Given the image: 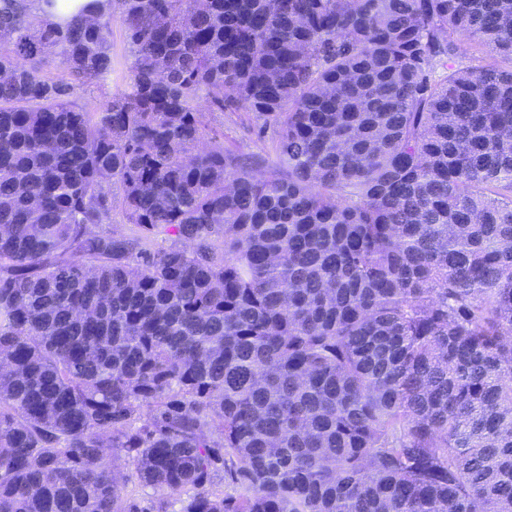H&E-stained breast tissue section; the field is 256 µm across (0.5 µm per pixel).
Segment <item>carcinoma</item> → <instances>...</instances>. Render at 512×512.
Returning a JSON list of instances; mask_svg holds the SVG:
<instances>
[{
  "mask_svg": "<svg viewBox=\"0 0 512 512\" xmlns=\"http://www.w3.org/2000/svg\"><path fill=\"white\" fill-rule=\"evenodd\" d=\"M0 73V512H512V0H0ZM35 1L36 11L54 24H65L81 9L86 13L92 11L106 14L112 3V0H57V5L50 8L42 0ZM112 53L117 62V72L112 76V80L103 86H90L78 90L77 101L86 112H96L125 86V76L130 60H127L121 23L116 17L112 19ZM248 112L224 113V127L219 122L214 123L219 129H224V144L238 153L259 155L264 158H274L276 141L272 129L259 136L257 128L261 125ZM122 470L123 475L126 477H119V485L122 495L125 498L139 500L153 495L154 491L150 487H145L138 482L136 477L132 474L133 470L131 467H124Z\"/></svg>",
  "mask_w": 512,
  "mask_h": 512,
  "instance_id": "carcinoma-1",
  "label": "carcinoma"
}]
</instances>
